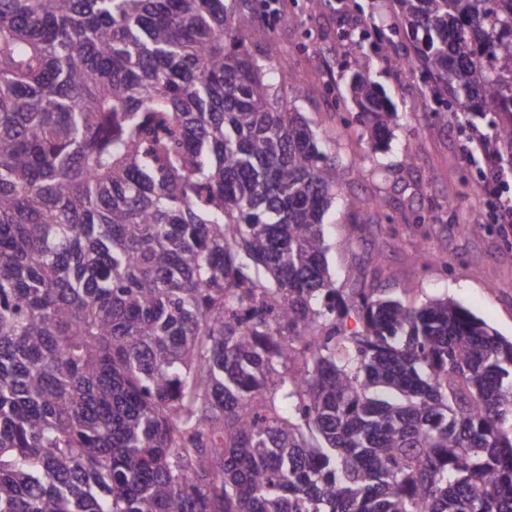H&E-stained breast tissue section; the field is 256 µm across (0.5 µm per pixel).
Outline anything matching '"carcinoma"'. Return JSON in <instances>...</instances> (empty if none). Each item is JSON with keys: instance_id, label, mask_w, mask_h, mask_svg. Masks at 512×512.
Wrapping results in <instances>:
<instances>
[{"instance_id": "obj_1", "label": "carcinoma", "mask_w": 512, "mask_h": 512, "mask_svg": "<svg viewBox=\"0 0 512 512\" xmlns=\"http://www.w3.org/2000/svg\"><path fill=\"white\" fill-rule=\"evenodd\" d=\"M387 2L345 53L512 147V0ZM244 31L234 0H0V512H512V342L336 288L354 166ZM350 86L376 146L394 110Z\"/></svg>"}]
</instances>
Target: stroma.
Here are the masks:
<instances>
[{"label":"stroma","mask_w":512,"mask_h":512,"mask_svg":"<svg viewBox=\"0 0 512 512\" xmlns=\"http://www.w3.org/2000/svg\"><path fill=\"white\" fill-rule=\"evenodd\" d=\"M371 0H242L269 44L251 45L304 88L289 108L302 112L336 162L362 156L361 127L346 122L354 105L353 73L367 74L387 94L396 124L377 153L343 186L325 217L328 261L337 287L382 289L391 296L413 286L411 303L454 299L501 336L512 339V224L497 223L483 192L480 162L466 158V137L451 117L437 114L417 68L396 69L375 51L345 54L344 31ZM413 157L412 168L402 165ZM383 208L362 216L366 197Z\"/></svg>","instance_id":"1"}]
</instances>
